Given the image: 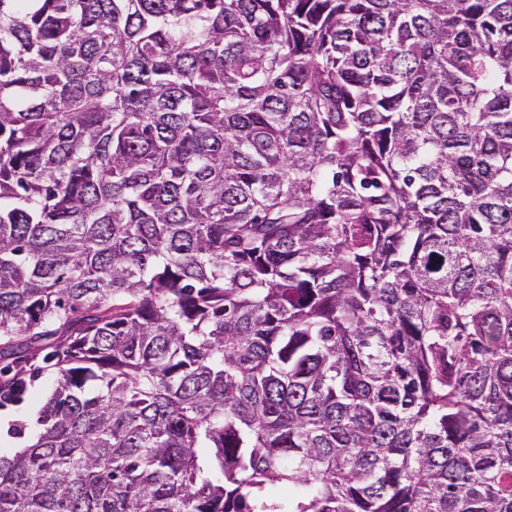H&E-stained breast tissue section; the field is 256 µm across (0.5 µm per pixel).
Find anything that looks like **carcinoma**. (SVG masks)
<instances>
[{
	"label": "carcinoma",
	"instance_id": "carcinoma-1",
	"mask_svg": "<svg viewBox=\"0 0 512 512\" xmlns=\"http://www.w3.org/2000/svg\"><path fill=\"white\" fill-rule=\"evenodd\" d=\"M0 512H512V0H0ZM54 376L51 371L42 374L28 385L26 393L17 402L0 408V453L12 455L22 443L39 430L37 417L47 395L52 390ZM16 421L26 424V438L19 439L10 433L11 424Z\"/></svg>",
	"mask_w": 512,
	"mask_h": 512
}]
</instances>
